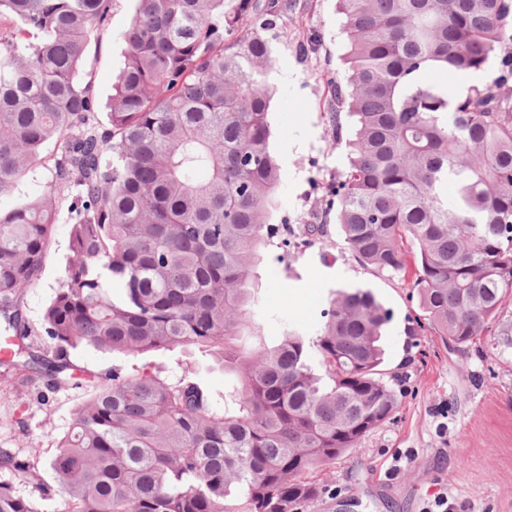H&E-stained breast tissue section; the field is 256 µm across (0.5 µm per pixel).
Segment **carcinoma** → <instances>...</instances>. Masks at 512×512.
<instances>
[{"label":"carcinoma","instance_id":"cac0c4a2","mask_svg":"<svg viewBox=\"0 0 512 512\" xmlns=\"http://www.w3.org/2000/svg\"><path fill=\"white\" fill-rule=\"evenodd\" d=\"M349 73L333 87L355 118L348 165L330 187L335 221L362 266L401 275L419 330L464 352L496 335L512 296V0H338ZM112 0H0V198L34 165L42 193L0 211V316L16 348L0 377L42 373L86 400L57 440L55 483L9 448L41 498L68 512H300L310 475L390 420V313L363 288L339 292L317 335L273 345L251 317L272 243L281 169L272 149L270 32L289 0H136L105 119L85 67ZM488 83L450 93L429 73ZM454 193L448 194V184ZM77 190L64 276L42 352L21 311L40 280L60 196ZM121 355L103 373L80 347ZM171 368H139L153 351ZM234 375L214 394L201 373ZM0 512H39L0 483Z\"/></svg>","mask_w":512,"mask_h":512}]
</instances>
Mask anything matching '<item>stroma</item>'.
Listing matches in <instances>:
<instances>
[{"label":"stroma","mask_w":512,"mask_h":512,"mask_svg":"<svg viewBox=\"0 0 512 512\" xmlns=\"http://www.w3.org/2000/svg\"><path fill=\"white\" fill-rule=\"evenodd\" d=\"M275 30L270 121L282 168L278 216L291 231L323 227L296 250L269 247L259 267L256 323L277 341L285 322L316 335L336 291H373L392 318L383 332V367L401 405L393 419L320 474L327 487L302 512H425L447 497L450 512H512V345H481L461 353L440 337L409 335L419 312L412 290L396 275L361 266L343 242L330 209L329 186L347 166L330 117L335 82L344 80L345 36L338 0H291ZM135 0H112L108 26L90 46L98 108H105L123 61L121 35ZM73 195L58 206L44 272L22 306L31 327L61 280ZM83 401L77 390L47 392L38 374L0 381V448L38 467L45 480L58 438Z\"/></svg>","instance_id":"obj_1"}]
</instances>
